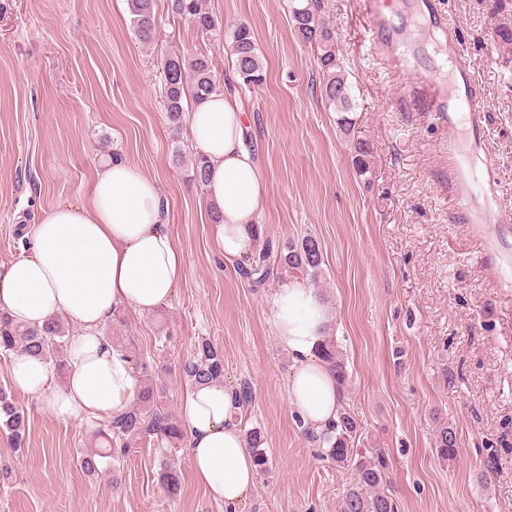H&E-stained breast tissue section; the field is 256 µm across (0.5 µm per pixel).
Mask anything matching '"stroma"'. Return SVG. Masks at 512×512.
I'll return each mask as SVG.
<instances>
[{"label": "stroma", "instance_id": "stroma-1", "mask_svg": "<svg viewBox=\"0 0 512 512\" xmlns=\"http://www.w3.org/2000/svg\"><path fill=\"white\" fill-rule=\"evenodd\" d=\"M441 2L479 75L484 154L512 214V46L498 36L512 17L497 0ZM324 3L354 87L348 134L320 98L317 55L297 39L288 0H206L219 21L250 25L266 72L258 87L232 88L266 177L261 236L321 244L315 286L350 374L343 404L361 425L358 448L382 457L397 512H512V225L468 220L441 177L447 131L368 56L360 0ZM153 6L158 31L145 46L127 0H0V263L21 256L45 214L85 201L112 160L154 178L184 275L167 305L108 325L113 341L135 345L140 379L161 387L173 415L187 389L181 365L200 340L223 352L226 385L250 382L245 426L260 432L268 471L237 512H341L354 472L298 428L291 360L274 339L271 297L296 276L278 266L255 285L217 255L206 193L187 185L197 147L162 106V61L204 53L226 81L228 40L172 18L167 0ZM357 138L374 146L368 180L351 164ZM10 362L0 354V390L28 429L19 449L0 432V512H224L184 442L140 439L116 475L87 474L78 461L101 447L98 424L43 411L15 390ZM445 427L456 436L451 461L435 451ZM166 466L179 475L172 497L159 480Z\"/></svg>", "mask_w": 512, "mask_h": 512}]
</instances>
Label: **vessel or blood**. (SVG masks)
<instances>
[{"label": "vessel or blood", "instance_id": "1", "mask_svg": "<svg viewBox=\"0 0 512 512\" xmlns=\"http://www.w3.org/2000/svg\"><path fill=\"white\" fill-rule=\"evenodd\" d=\"M361 4L368 52L384 61L392 74L411 78V96L423 99L438 126L449 132L448 184L457 202L471 210L475 222L504 223L493 166L481 173L473 166L485 139L482 105L472 93L475 72L457 61L453 20L445 11L432 10L431 23L444 36L438 53L445 62L427 68L421 58L424 41L408 7L390 8L388 0H361Z\"/></svg>", "mask_w": 512, "mask_h": 512}]
</instances>
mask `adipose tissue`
Listing matches in <instances>:
<instances>
[{
	"label": "adipose tissue",
	"instance_id": "adipose-tissue-1",
	"mask_svg": "<svg viewBox=\"0 0 512 512\" xmlns=\"http://www.w3.org/2000/svg\"><path fill=\"white\" fill-rule=\"evenodd\" d=\"M188 124L210 161L207 196L223 216L213 227L216 248L225 259H242L255 251L265 192L245 142V114L230 97L217 95L189 112ZM163 212L156 181L116 161L97 173L88 202L54 208L34 225L22 256L0 264V311L28 326L56 314L74 326L64 383H56L45 360L20 353L10 362L14 388L36 397L55 418L111 420L136 402L139 376L104 330L115 310L145 316L171 300L185 258ZM271 303L275 339L294 365L288 403L308 432L320 433L342 410V392L317 356L327 308L317 289L301 283L278 288ZM179 416L197 482L210 500L235 512L257 469L233 389L219 381L190 386Z\"/></svg>",
	"mask_w": 512,
	"mask_h": 512
}]
</instances>
